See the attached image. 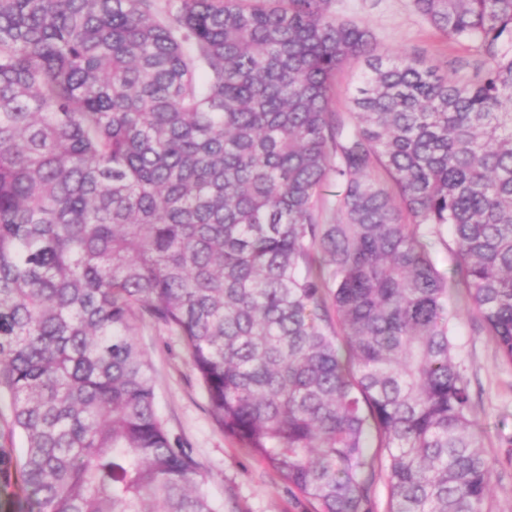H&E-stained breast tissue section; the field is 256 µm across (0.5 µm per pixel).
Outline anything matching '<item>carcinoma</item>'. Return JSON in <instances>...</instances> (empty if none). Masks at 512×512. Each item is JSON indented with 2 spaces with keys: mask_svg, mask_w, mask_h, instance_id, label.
Listing matches in <instances>:
<instances>
[{
  "mask_svg": "<svg viewBox=\"0 0 512 512\" xmlns=\"http://www.w3.org/2000/svg\"><path fill=\"white\" fill-rule=\"evenodd\" d=\"M329 2L0 0V488L37 512H223L142 320L312 512H492L448 289L512 366V0H414L480 56L446 73ZM362 66L354 63L342 70L336 79L332 108L336 112H347L348 98L357 85ZM452 248L453 242L451 234L448 230L443 229L442 238L433 239L432 246L430 248L436 267L441 272H448V269L452 266Z\"/></svg>",
  "mask_w": 512,
  "mask_h": 512,
  "instance_id": "cac0c4a2",
  "label": "carcinoma"
}]
</instances>
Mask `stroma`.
Returning a JSON list of instances; mask_svg holds the SVG:
<instances>
[{
	"instance_id": "1",
	"label": "stroma",
	"mask_w": 512,
	"mask_h": 512,
	"mask_svg": "<svg viewBox=\"0 0 512 512\" xmlns=\"http://www.w3.org/2000/svg\"><path fill=\"white\" fill-rule=\"evenodd\" d=\"M331 10L339 20L367 23L383 52L414 47L442 70L449 61L472 55L467 43L448 41L431 27L413 0H332ZM448 296L450 309L458 314L457 343L469 366L476 422L494 463L493 512H512V367L501 363L493 341L458 292ZM135 337L151 363L158 412L172 444L197 460L207 491L223 502L224 512H311L265 463L214 423L188 354L174 336L143 321Z\"/></svg>"
}]
</instances>
